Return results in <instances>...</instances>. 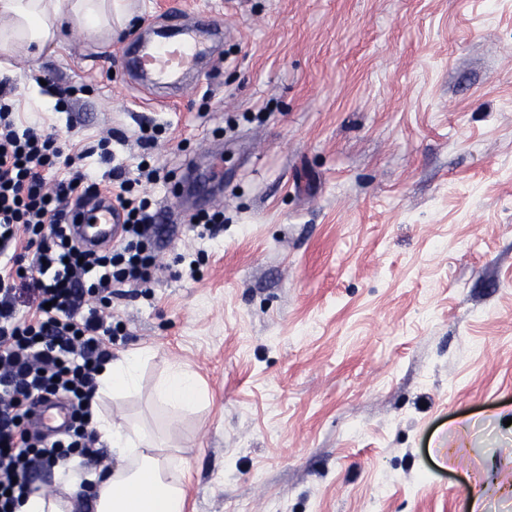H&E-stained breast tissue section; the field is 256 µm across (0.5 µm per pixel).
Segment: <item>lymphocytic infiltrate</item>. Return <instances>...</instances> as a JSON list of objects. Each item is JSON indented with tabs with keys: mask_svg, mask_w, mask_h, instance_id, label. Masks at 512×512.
Segmentation results:
<instances>
[{
	"mask_svg": "<svg viewBox=\"0 0 512 512\" xmlns=\"http://www.w3.org/2000/svg\"><path fill=\"white\" fill-rule=\"evenodd\" d=\"M71 167L55 133L18 125L12 104L0 98V512H16L36 471H53L74 457L99 455L91 426L96 377L111 358L112 325L91 301L113 284L148 283L158 263L146 242L155 230L148 199L130 195L123 180L115 196L125 239L116 249L90 250L76 240L72 209L101 191L86 170L47 187L46 172ZM35 303L16 307L17 286ZM62 398L71 424L51 438L25 421L35 402Z\"/></svg>",
	"mask_w": 512,
	"mask_h": 512,
	"instance_id": "lymphocytic-infiltrate-1",
	"label": "lymphocytic infiltrate"
}]
</instances>
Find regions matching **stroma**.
<instances>
[{"label": "stroma", "mask_w": 512, "mask_h": 512, "mask_svg": "<svg viewBox=\"0 0 512 512\" xmlns=\"http://www.w3.org/2000/svg\"><path fill=\"white\" fill-rule=\"evenodd\" d=\"M134 3L110 44L66 29L7 60L19 122L99 178L103 140L160 176L162 268L109 307L139 387L100 408L170 449L187 512H470L473 485L512 512V0ZM202 10L223 40L194 87L127 68ZM193 162L214 239L181 205ZM177 364L205 392L187 410L154 396Z\"/></svg>", "instance_id": "stroma-1"}]
</instances>
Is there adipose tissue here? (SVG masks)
I'll return each instance as SVG.
<instances>
[{"mask_svg": "<svg viewBox=\"0 0 512 512\" xmlns=\"http://www.w3.org/2000/svg\"><path fill=\"white\" fill-rule=\"evenodd\" d=\"M130 6V0H0V17L7 20L0 28V55L10 54L19 43L44 48L65 25L88 35H111L113 21L131 19ZM142 358L136 352L104 364L98 395L135 391ZM155 393L175 407L193 406L202 395L196 376L180 366L159 381ZM93 423L101 442L121 463L108 476L93 472L85 478L96 486L89 503L91 512H186L185 474L175 469L163 449L139 433L117 427L103 412H96ZM85 479L74 472L57 474L60 495L31 492L18 512H73Z\"/></svg>", "mask_w": 512, "mask_h": 512, "instance_id": "obj_1", "label": "adipose tissue"}]
</instances>
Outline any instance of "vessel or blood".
Instances as JSON below:
<instances>
[{"label": "vessel or blood", "mask_w": 512, "mask_h": 512, "mask_svg": "<svg viewBox=\"0 0 512 512\" xmlns=\"http://www.w3.org/2000/svg\"><path fill=\"white\" fill-rule=\"evenodd\" d=\"M220 28L216 19L202 16L197 26L183 29L178 39L142 46L136 63L158 82L176 83L186 72L197 68L209 52L211 36ZM122 222V212L101 195L94 199L90 211L73 213L71 230L85 247L93 248L111 241Z\"/></svg>", "instance_id": "obj_1"}]
</instances>
